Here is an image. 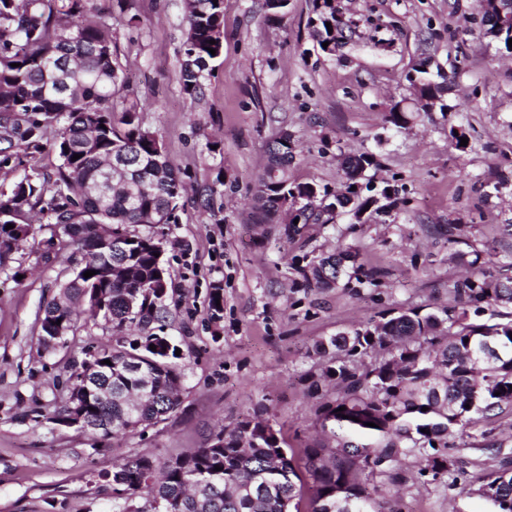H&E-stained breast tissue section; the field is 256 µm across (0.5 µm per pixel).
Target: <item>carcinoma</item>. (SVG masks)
<instances>
[{
	"label": "carcinoma",
	"mask_w": 512,
	"mask_h": 512,
	"mask_svg": "<svg viewBox=\"0 0 512 512\" xmlns=\"http://www.w3.org/2000/svg\"><path fill=\"white\" fill-rule=\"evenodd\" d=\"M185 18L180 83L194 100L202 95L204 73L223 52L224 0H186ZM310 24L321 51L336 54L348 28L336 6L315 0ZM122 86L112 28L86 20L83 0H0V141L34 155L57 125L60 158L54 176L26 174L0 192V265L25 242L21 226L33 233V215H40L41 224L71 229L68 238L83 252L82 262L44 306L39 341L44 350H55L75 335L83 314L112 323V341L93 344L101 378L86 410L93 420L112 421L111 431L90 432L105 441L165 419L180 405L182 384L172 361L176 348L159 334L169 308L155 291L154 274L166 270L154 256V228L162 216L177 223L185 187L158 136L142 126L139 105L116 109ZM294 148L278 139L268 144L256 201L269 223L288 219L283 195L312 186L292 173ZM346 179L340 210L371 204L351 190L353 177ZM298 210L303 224L331 222L305 199ZM332 258L324 255L300 269L308 285L332 288L344 275L365 284L359 267L338 271ZM88 270L96 274L84 277ZM456 292L496 309L505 321L474 323L465 309L442 316L411 309L314 344L313 355L324 364L310 388L324 391L316 420L328 443L304 449L303 464L273 446L260 422L245 419L222 429L220 446L167 458L125 457L101 478L124 501V512H289L305 489L311 512H398L377 495L375 480L403 483L400 462L408 456L418 460L419 471L443 477L455 464L448 438L465 436L472 448H491L485 434L470 430L503 406L512 407V314L506 311L512 307V277L477 274ZM494 328L501 331L499 354L488 358L485 339ZM83 365L75 360L69 366L70 396L81 385ZM469 493L494 495L501 512H512V470ZM141 496L144 504L133 505Z\"/></svg>",
	"instance_id": "cac0c4a2"
}]
</instances>
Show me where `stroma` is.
I'll list each match as a JSON object with an SVG mask.
<instances>
[{
    "instance_id": "1",
    "label": "stroma",
    "mask_w": 512,
    "mask_h": 512,
    "mask_svg": "<svg viewBox=\"0 0 512 512\" xmlns=\"http://www.w3.org/2000/svg\"><path fill=\"white\" fill-rule=\"evenodd\" d=\"M84 4L112 28L119 100L138 102L143 127L186 186L162 255L173 295L164 333L180 350L181 403L109 446L54 423L68 363L111 339L112 327L100 319L67 347L43 350L40 309L81 254L61 233L36 230L0 270V512H117L119 499L98 479L116 460L199 448L246 418L272 422L283 448L302 457L322 439L308 390L322 367L316 341L399 310L464 307L457 283L475 270L496 276L512 253V51L488 34L480 0H335L348 28L333 56L312 36L313 0H289L272 20L263 0H225L224 52L194 101L179 85L183 0ZM423 62L448 73L447 111L412 109L408 76ZM398 102L411 110L400 131L387 121ZM284 130L299 148L298 180L341 189L346 158L366 153L365 181L393 186L398 208L329 224L257 223L256 179ZM208 187L216 220L198 195ZM340 245L357 249L372 285L305 286L300 268ZM16 268L24 278H13ZM479 429L499 452L458 448L444 479L414 478L382 495L398 512H489L471 489L512 467V411Z\"/></svg>"
}]
</instances>
